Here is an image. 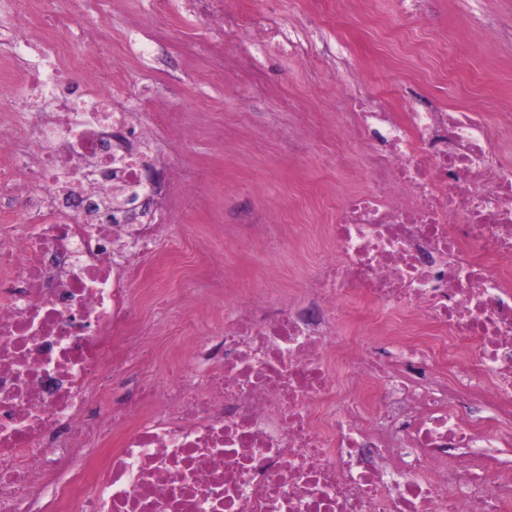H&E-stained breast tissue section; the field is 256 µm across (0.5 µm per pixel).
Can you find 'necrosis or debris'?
Returning a JSON list of instances; mask_svg holds the SVG:
<instances>
[{
  "label": "necrosis or debris",
  "instance_id": "obj_1",
  "mask_svg": "<svg viewBox=\"0 0 512 512\" xmlns=\"http://www.w3.org/2000/svg\"><path fill=\"white\" fill-rule=\"evenodd\" d=\"M269 15L225 14L224 50ZM31 131L0 119V512H512V161L482 116L367 105L368 146L302 294L254 288L158 384L130 288L172 227L163 123L29 71ZM137 215L129 223L128 215ZM367 313L399 330L337 346ZM350 386H341L337 369Z\"/></svg>",
  "mask_w": 512,
  "mask_h": 512
}]
</instances>
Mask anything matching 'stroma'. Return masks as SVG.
<instances>
[{
    "label": "stroma",
    "instance_id": "obj_1",
    "mask_svg": "<svg viewBox=\"0 0 512 512\" xmlns=\"http://www.w3.org/2000/svg\"><path fill=\"white\" fill-rule=\"evenodd\" d=\"M57 0H26L22 9L0 0V28L25 32L30 48L0 45V115L23 112V69L50 71L73 58L113 55L124 62L121 79L105 83L94 68L74 69L87 86L107 89L136 111L164 114L174 125L168 163L194 172L171 197L173 242L185 251L217 247L232 277L208 315H223L237 291L269 284L300 291L303 271L325 245L336 199L349 184L322 168L342 144L336 139L341 105L330 81L340 69L372 99L408 104L416 88L443 110L465 106L483 114L512 108V0H437V13L400 31L392 0H172L167 12L148 0H66L70 25L46 30ZM273 14L284 30H298L316 46L306 61L265 53L253 33L238 36L250 55L248 77H237L225 58L224 12ZM485 20L486 48L469 47L473 14ZM279 214L288 248H252V225ZM167 300L147 308L152 335L164 341L171 317L200 310L196 297L171 282Z\"/></svg>",
    "mask_w": 512,
    "mask_h": 512
}]
</instances>
